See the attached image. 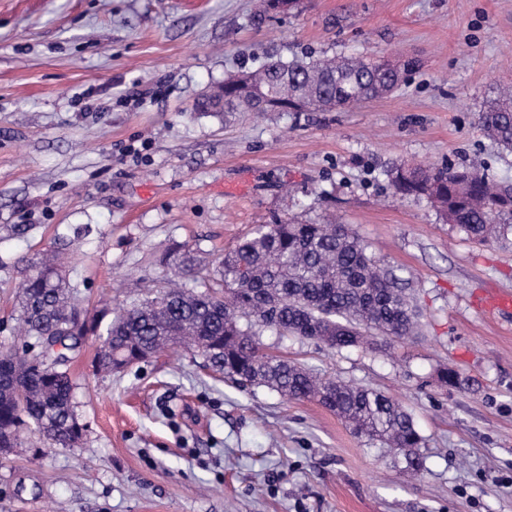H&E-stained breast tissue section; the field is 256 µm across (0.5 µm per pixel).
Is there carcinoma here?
<instances>
[{
  "label": "carcinoma",
  "mask_w": 512,
  "mask_h": 512,
  "mask_svg": "<svg viewBox=\"0 0 512 512\" xmlns=\"http://www.w3.org/2000/svg\"><path fill=\"white\" fill-rule=\"evenodd\" d=\"M299 0H259V12L286 11ZM364 56H323L309 61L271 57L245 72L244 86L224 84L206 95L203 112H303L355 107L381 96ZM485 135L512 152V89L479 113ZM395 192L436 204L449 223L485 242L512 221V187L466 166L427 170L399 166L388 172ZM186 267L170 280L157 307L147 300L108 322L88 318L55 255L23 278L17 317L22 346L0 352V451L26 433L53 448H75L83 436L72 405L67 352L91 334L101 340L97 366L118 372L170 349L201 357L207 367L244 388L266 387L289 401L315 399L360 436L404 456L421 470L422 437L413 418L390 396L322 379L267 353L265 331L318 340L341 350L372 332L383 338L415 334L417 311L396 274L367 254L342 224L281 219L261 224L224 253L210 275ZM193 276V285L181 276Z\"/></svg>",
  "instance_id": "obj_1"
}]
</instances>
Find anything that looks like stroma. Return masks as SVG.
Wrapping results in <instances>:
<instances>
[{
	"mask_svg": "<svg viewBox=\"0 0 512 512\" xmlns=\"http://www.w3.org/2000/svg\"><path fill=\"white\" fill-rule=\"evenodd\" d=\"M0 0V346L16 291L58 250L88 315L156 296L183 256L216 271L256 225L352 228L401 279L420 333L343 350L267 332L266 351L396 399L424 468L314 401L240 389L189 353L69 374L83 438L0 457V512H512V229L480 244L401 164L469 165L512 184L478 125L512 87V0ZM411 60L389 96L331 112H201V95L266 57ZM459 381L443 386L441 368Z\"/></svg>",
	"mask_w": 512,
	"mask_h": 512,
	"instance_id": "obj_1",
	"label": "stroma"
}]
</instances>
